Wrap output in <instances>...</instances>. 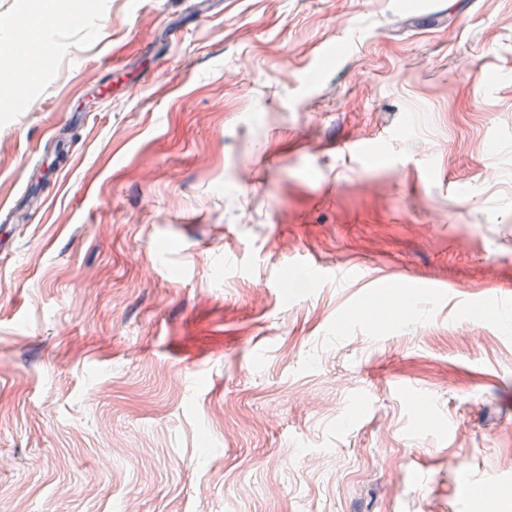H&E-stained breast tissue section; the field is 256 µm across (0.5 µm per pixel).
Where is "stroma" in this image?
Segmentation results:
<instances>
[{
    "mask_svg": "<svg viewBox=\"0 0 512 512\" xmlns=\"http://www.w3.org/2000/svg\"><path fill=\"white\" fill-rule=\"evenodd\" d=\"M81 2L0 95V512H512V0Z\"/></svg>",
    "mask_w": 512,
    "mask_h": 512,
    "instance_id": "35a3bbf8",
    "label": "stroma"
}]
</instances>
